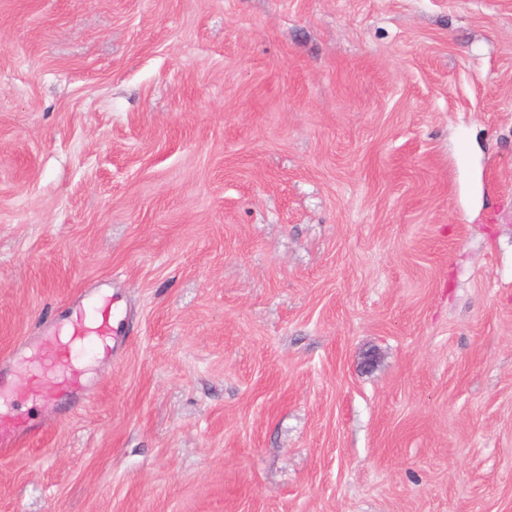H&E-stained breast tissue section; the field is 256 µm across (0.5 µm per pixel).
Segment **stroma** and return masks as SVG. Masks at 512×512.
<instances>
[{"label":"stroma","instance_id":"stroma-1","mask_svg":"<svg viewBox=\"0 0 512 512\" xmlns=\"http://www.w3.org/2000/svg\"><path fill=\"white\" fill-rule=\"evenodd\" d=\"M119 346L0 512H512V0H0V363ZM102 350L104 357H111L115 350V338L112 336V303L102 299L89 309H81L70 323L66 336L58 333L47 349L46 369L55 378L53 392L46 394L44 400L53 402L62 396L79 393L84 385L81 371L75 366L76 356Z\"/></svg>","mask_w":512,"mask_h":512}]
</instances>
